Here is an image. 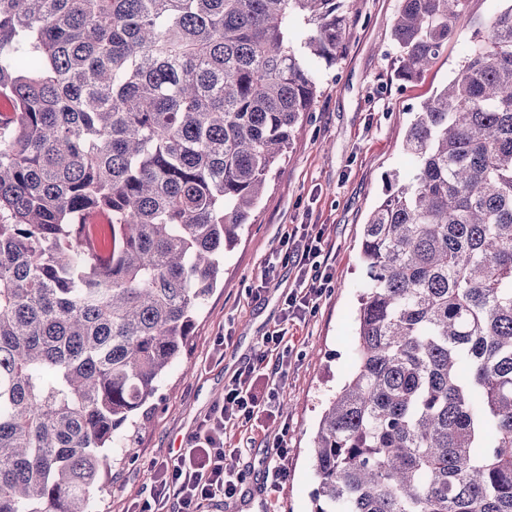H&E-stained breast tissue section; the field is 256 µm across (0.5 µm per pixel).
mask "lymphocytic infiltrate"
I'll use <instances>...</instances> for the list:
<instances>
[{
	"mask_svg": "<svg viewBox=\"0 0 512 512\" xmlns=\"http://www.w3.org/2000/svg\"><path fill=\"white\" fill-rule=\"evenodd\" d=\"M322 231L311 224H296L282 236L284 264L292 265L295 284L283 301L284 326L264 339L275 362L270 372L249 366L241 370L224 389L222 402L204 419L199 431L189 437L183 450L163 462L154 472L149 498L139 512H208L212 502L233 498L244 481L238 465L241 449H227L215 432H233L248 438L257 420L279 415L278 390L288 366L291 350L287 322L304 319L313 312L331 281Z\"/></svg>",
	"mask_w": 512,
	"mask_h": 512,
	"instance_id": "f902f5d3",
	"label": "lymphocytic infiltrate"
}]
</instances>
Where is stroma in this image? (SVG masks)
I'll list each match as a JSON object with an SVG mask.
<instances>
[{
  "label": "stroma",
  "instance_id": "35a3bbf8",
  "mask_svg": "<svg viewBox=\"0 0 512 512\" xmlns=\"http://www.w3.org/2000/svg\"><path fill=\"white\" fill-rule=\"evenodd\" d=\"M506 0H469L457 39L434 65L409 81L399 79L392 25L399 0H358L335 65L320 69V95L306 113L284 162L267 186L238 244L224 255V285L206 299L186 355L165 377L149 427L133 461L115 474L100 512H126L148 495L154 465L196 432L240 369L257 362L263 339L282 321V298L294 285L292 267L277 265L267 286L258 276L280 247L287 228L322 225L332 281L316 311L289 328L293 353L284 389L290 400L280 416L263 419L238 495L209 512H310L316 487L310 445L328 398L350 371L359 290L363 224L383 197L386 175L407 178L406 131L419 105L448 83L481 22ZM281 440L288 481L278 489L262 480L266 442Z\"/></svg>",
  "mask_w": 512,
  "mask_h": 512
}]
</instances>
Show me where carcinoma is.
Here are the masks:
<instances>
[{"mask_svg":"<svg viewBox=\"0 0 512 512\" xmlns=\"http://www.w3.org/2000/svg\"><path fill=\"white\" fill-rule=\"evenodd\" d=\"M350 3L0 0V512H89L134 458ZM466 7L400 0L399 77ZM403 150L411 175L363 225L354 364L313 437L311 512H512V4Z\"/></svg>","mask_w":512,"mask_h":512,"instance_id":"cac0c4a2","label":"carcinoma"}]
</instances>
